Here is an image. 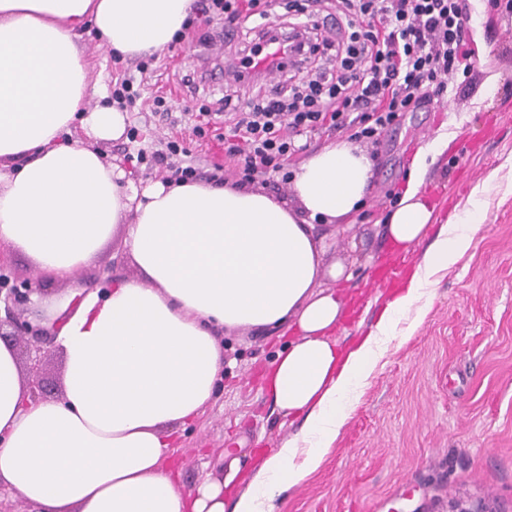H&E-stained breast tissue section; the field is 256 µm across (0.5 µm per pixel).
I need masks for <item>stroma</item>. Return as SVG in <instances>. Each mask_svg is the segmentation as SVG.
<instances>
[{
    "mask_svg": "<svg viewBox=\"0 0 512 512\" xmlns=\"http://www.w3.org/2000/svg\"><path fill=\"white\" fill-rule=\"evenodd\" d=\"M467 4L469 26L480 32L467 42L468 78L451 80L443 102L405 113L385 135L358 213L316 227L327 242L325 264L345 269L343 277L323 278L321 289L360 299L333 334L337 348L350 350L382 314L390 290L378 284L379 270L391 260L412 268L428 246L423 240L396 247L386 222L418 152L439 135L448 140L421 187L434 224L450 220L471 188L494 171L498 186L487 198L486 220L465 259L435 276L424 321L408 340L392 342L322 467L283 494L274 512H423L429 498L459 495L485 499L493 512H512V0ZM223 28V18L193 15L183 40L159 55L145 93L167 96L178 127L134 111L127 124L137 137L98 142L106 161L138 187L160 179L136 161L138 148L158 146L173 132L203 169L223 164V142L193 131L202 110L212 112L213 129L224 126L213 91L242 54L240 42L224 43ZM81 48L92 107L111 98L118 74L134 71L136 61L115 58L91 32L82 35ZM202 69L213 71L214 83L181 86L184 75ZM7 258L16 281L36 283L41 298L70 293L107 271L141 277L120 231L68 281L46 279L16 249H8ZM297 336L289 322L221 332L224 376L196 420L177 429L169 450L184 491L233 470L238 477L230 492L242 493L260 453L274 452L299 431L301 418L281 417L265 387L277 353Z\"/></svg>",
    "mask_w": 512,
    "mask_h": 512,
    "instance_id": "1",
    "label": "stroma"
}]
</instances>
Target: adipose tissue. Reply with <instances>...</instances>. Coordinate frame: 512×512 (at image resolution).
Returning a JSON list of instances; mask_svg holds the SVG:
<instances>
[{
  "mask_svg": "<svg viewBox=\"0 0 512 512\" xmlns=\"http://www.w3.org/2000/svg\"><path fill=\"white\" fill-rule=\"evenodd\" d=\"M193 0H0V244L47 278L93 262L118 228L142 281L105 294L53 297L64 394L32 401L13 345L0 340V486L39 512H273L306 481L341 436L401 320L417 328L434 277L472 249L486 212V184L442 225L423 259L386 304L375 329L349 352L330 336L338 295L320 290L323 246L315 219L353 214L373 178L358 146L323 147L294 173L293 195L204 182L123 185L124 173L73 138L116 140L117 105L86 109L87 63L76 37L128 56L159 53L182 30ZM431 142L414 161L387 233L419 242L433 220L421 194ZM299 332L279 356L268 392L282 417L304 426L253 472L247 491L224 484L184 492L166 463L164 427L185 425L211 399L224 362L214 332L280 326Z\"/></svg>",
  "mask_w": 512,
  "mask_h": 512,
  "instance_id": "ef3b65f1",
  "label": "adipose tissue"
}]
</instances>
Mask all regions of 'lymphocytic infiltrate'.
I'll list each match as a JSON object with an SVG mask.
<instances>
[{
	"instance_id": "lymphocytic-infiltrate-1",
	"label": "lymphocytic infiltrate",
	"mask_w": 512,
	"mask_h": 512,
	"mask_svg": "<svg viewBox=\"0 0 512 512\" xmlns=\"http://www.w3.org/2000/svg\"><path fill=\"white\" fill-rule=\"evenodd\" d=\"M194 8L223 13L232 28L241 16L258 17L250 55L234 72L238 83L251 84V57L262 47L284 48L275 68L280 82L248 97L224 135V157L241 186L288 183L292 162L322 129L378 147L403 113L442 96L468 60L466 0H288L290 20L282 24L262 0H195ZM137 157L169 182L203 176L175 140Z\"/></svg>"
}]
</instances>
